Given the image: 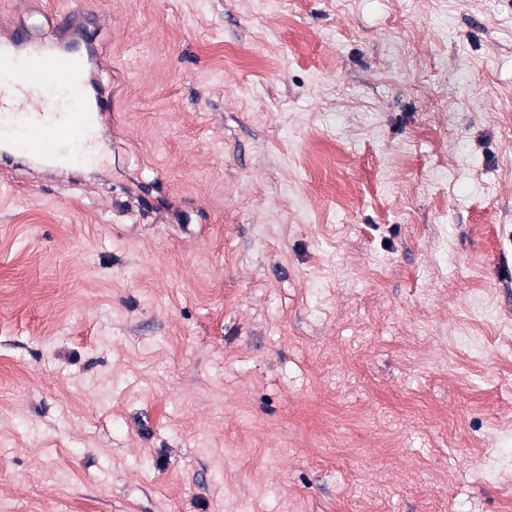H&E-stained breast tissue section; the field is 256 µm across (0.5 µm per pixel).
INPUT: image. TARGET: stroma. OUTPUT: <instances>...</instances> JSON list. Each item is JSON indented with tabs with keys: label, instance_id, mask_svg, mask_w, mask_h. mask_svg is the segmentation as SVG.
Returning a JSON list of instances; mask_svg holds the SVG:
<instances>
[{
	"label": "stroma",
	"instance_id": "35a3bbf8",
	"mask_svg": "<svg viewBox=\"0 0 512 512\" xmlns=\"http://www.w3.org/2000/svg\"><path fill=\"white\" fill-rule=\"evenodd\" d=\"M73 2L115 119L0 161V512H512V0Z\"/></svg>",
	"mask_w": 512,
	"mask_h": 512
}]
</instances>
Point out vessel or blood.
Masks as SVG:
<instances>
[{
    "mask_svg": "<svg viewBox=\"0 0 512 512\" xmlns=\"http://www.w3.org/2000/svg\"><path fill=\"white\" fill-rule=\"evenodd\" d=\"M0 114L20 128L9 148L65 168L93 163L91 145L106 109L91 103L86 68L78 54L42 57L0 48Z\"/></svg>",
    "mask_w": 512,
    "mask_h": 512,
    "instance_id": "1",
    "label": "vessel or blood"
}]
</instances>
